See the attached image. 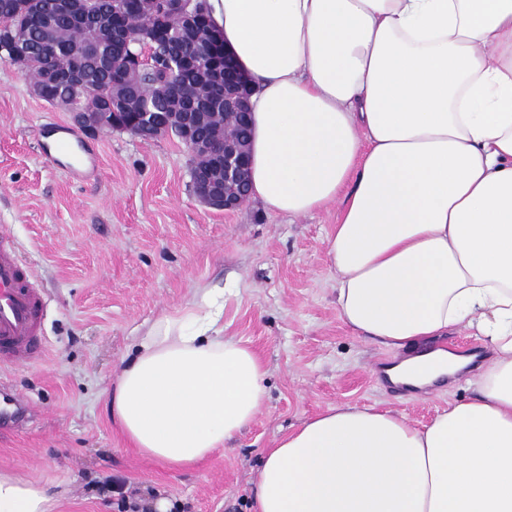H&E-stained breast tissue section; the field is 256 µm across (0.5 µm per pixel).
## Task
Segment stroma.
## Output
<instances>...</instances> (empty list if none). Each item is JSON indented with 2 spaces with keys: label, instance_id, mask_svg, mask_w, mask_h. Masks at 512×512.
I'll list each match as a JSON object with an SVG mask.
<instances>
[{
  "label": "stroma",
  "instance_id": "35a3bbf8",
  "mask_svg": "<svg viewBox=\"0 0 512 512\" xmlns=\"http://www.w3.org/2000/svg\"><path fill=\"white\" fill-rule=\"evenodd\" d=\"M54 124L97 156L96 175L75 182L40 151ZM189 164L171 135H87L0 60V231L46 301L45 356L0 365L31 414L0 425V469L59 482L58 512H127L129 494L138 512L157 498L170 512H250L264 455L328 407L374 405L421 427L477 392L473 371L424 392L376 377L375 364L406 352L358 336L337 312L327 240L338 205L288 217L251 199L227 215L198 202ZM205 285L224 288V333L261 358L267 399L223 450L174 470L129 447L108 396L137 335Z\"/></svg>",
  "mask_w": 512,
  "mask_h": 512
}]
</instances>
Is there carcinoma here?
Listing matches in <instances>:
<instances>
[{
    "label": "carcinoma",
    "mask_w": 512,
    "mask_h": 512,
    "mask_svg": "<svg viewBox=\"0 0 512 512\" xmlns=\"http://www.w3.org/2000/svg\"><path fill=\"white\" fill-rule=\"evenodd\" d=\"M83 6L84 20L76 24L56 12L55 0H0V46L11 43L19 26L26 27L28 53L23 63L24 75L32 84L43 87L44 101L50 103L57 94L66 93L75 110L102 112L112 104V98L120 96L111 77L91 64L87 84L82 87L73 88L63 82L49 84L45 80L50 71L62 79L67 77L73 70V59L85 55L91 45L103 55L112 54V43L102 38L92 44L89 32L101 30L105 20L120 12L132 36L130 50L135 53L140 45L148 44L154 48L157 62V68L141 74V94L124 98L125 111L196 112L202 131L215 136L227 132L235 139L247 140L243 113L224 115V92L215 89L214 78L186 71L181 75L182 95L177 99L165 95L167 41L180 43L188 55L206 50L220 58L224 54V41L214 22L190 33L177 15L165 12L155 17V25L165 28V36L157 37L138 0H83Z\"/></svg>",
    "instance_id": "cac0c4a2"
}]
</instances>
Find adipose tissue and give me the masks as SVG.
Returning a JSON list of instances; mask_svg holds the SVG:
<instances>
[{
    "label": "adipose tissue",
    "instance_id": "1",
    "mask_svg": "<svg viewBox=\"0 0 512 512\" xmlns=\"http://www.w3.org/2000/svg\"><path fill=\"white\" fill-rule=\"evenodd\" d=\"M207 3L254 88V197L295 217L342 204L344 322L407 350L389 371L407 386L464 371L426 348L450 329L491 352L477 395L424 427L350 404L304 422L266 454L254 512H512V0ZM265 374L203 286L140 335L111 411L141 454L190 467L252 423ZM58 500L0 470V512Z\"/></svg>",
    "mask_w": 512,
    "mask_h": 512
}]
</instances>
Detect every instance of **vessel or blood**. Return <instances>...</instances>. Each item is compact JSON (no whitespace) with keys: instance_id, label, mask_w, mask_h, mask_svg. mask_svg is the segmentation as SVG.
<instances>
[{"instance_id":"b4317fda","label":"vessel or blood","mask_w":512,"mask_h":512,"mask_svg":"<svg viewBox=\"0 0 512 512\" xmlns=\"http://www.w3.org/2000/svg\"><path fill=\"white\" fill-rule=\"evenodd\" d=\"M52 160L64 164L74 181H83L97 169L96 156L80 155L69 136L52 142ZM43 301L33 288L12 245L0 233V362L27 364L43 356L40 323Z\"/></svg>"}]
</instances>
